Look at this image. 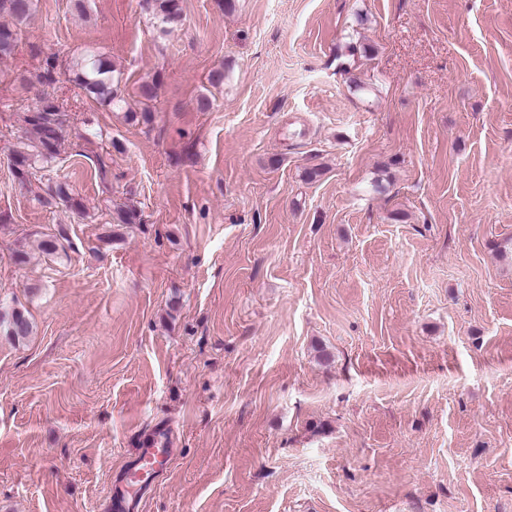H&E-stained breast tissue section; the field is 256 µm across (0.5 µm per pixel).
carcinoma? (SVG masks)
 Returning a JSON list of instances; mask_svg holds the SVG:
<instances>
[{
    "instance_id": "1",
    "label": "carcinoma",
    "mask_w": 512,
    "mask_h": 512,
    "mask_svg": "<svg viewBox=\"0 0 512 512\" xmlns=\"http://www.w3.org/2000/svg\"><path fill=\"white\" fill-rule=\"evenodd\" d=\"M144 10L158 18L166 27H174L182 21L180 0H142ZM34 0H0V14L11 17L14 24L0 23V58L11 55L18 40V26L31 17ZM77 85L99 104L118 107L123 98L118 94L120 72L108 57L102 54H88L81 57L72 68ZM160 82L158 78L142 80L136 89V96L145 104L157 97ZM27 146L14 152L12 167L15 177L26 182L34 175L39 164L51 163L59 151L62 141L64 114L57 100L48 94L39 97L34 110L27 118ZM48 194L81 213L83 205L73 198L64 183L48 187ZM0 327L15 340H23L33 333V325L19 309L0 311Z\"/></svg>"
}]
</instances>
